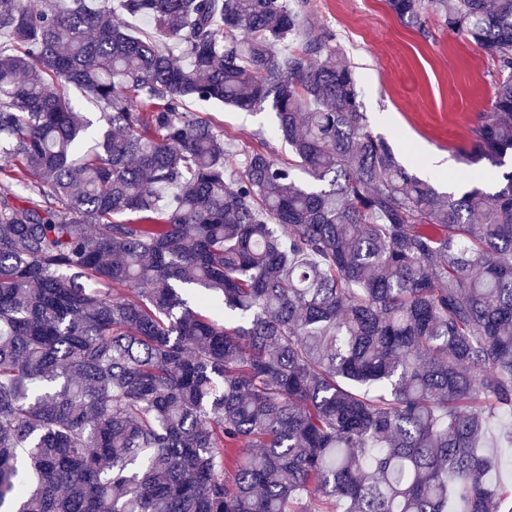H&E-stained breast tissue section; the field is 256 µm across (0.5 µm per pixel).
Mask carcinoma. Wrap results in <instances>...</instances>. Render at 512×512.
Wrapping results in <instances>:
<instances>
[{"instance_id": "1", "label": "carcinoma", "mask_w": 512, "mask_h": 512, "mask_svg": "<svg viewBox=\"0 0 512 512\" xmlns=\"http://www.w3.org/2000/svg\"><path fill=\"white\" fill-rule=\"evenodd\" d=\"M386 2L498 55L468 157L506 166L512 0ZM307 4L0 0V512H512V169L409 173ZM188 99L270 105L294 162L226 178ZM482 448L485 453L496 457L497 466L489 474V479L493 483L500 484L505 487L512 486V447L505 448Z\"/></svg>"}]
</instances>
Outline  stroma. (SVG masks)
I'll use <instances>...</instances> for the list:
<instances>
[{
    "label": "stroma",
    "mask_w": 512,
    "mask_h": 512,
    "mask_svg": "<svg viewBox=\"0 0 512 512\" xmlns=\"http://www.w3.org/2000/svg\"><path fill=\"white\" fill-rule=\"evenodd\" d=\"M308 19L335 35L356 71L364 111L398 160L418 176L420 151L440 155L448 163L443 190H464L473 130L498 79L495 53L448 31L433 14L424 27L408 25L385 0H309ZM187 106L223 126L230 169L257 149L288 160L271 108L248 112L193 100Z\"/></svg>",
    "instance_id": "obj_1"
}]
</instances>
